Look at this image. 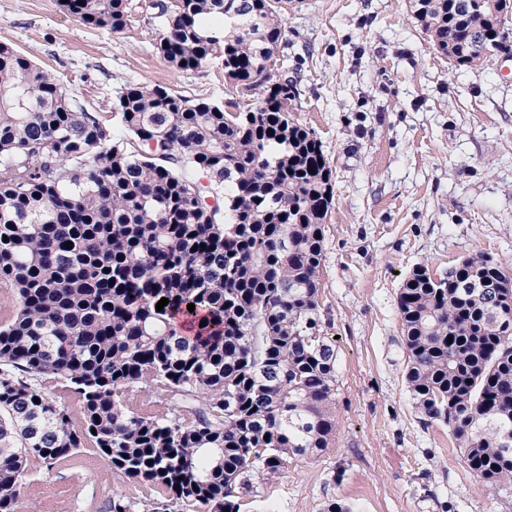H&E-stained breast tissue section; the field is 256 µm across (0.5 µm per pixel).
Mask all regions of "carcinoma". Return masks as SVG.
<instances>
[{
	"instance_id": "carcinoma-1",
	"label": "carcinoma",
	"mask_w": 512,
	"mask_h": 512,
	"mask_svg": "<svg viewBox=\"0 0 512 512\" xmlns=\"http://www.w3.org/2000/svg\"><path fill=\"white\" fill-rule=\"evenodd\" d=\"M410 2L458 70L512 51V0ZM278 3L152 0L174 68L219 58L263 95L124 88L112 118L127 139L0 44V512L90 460L151 489L101 512H241L288 454L330 447L337 353L319 277L333 188L322 144L290 119L296 86L274 76ZM62 7L114 34L132 22L126 0ZM510 283L481 255L439 278L419 265L398 294L421 420L452 427L469 468L508 483Z\"/></svg>"
}]
</instances>
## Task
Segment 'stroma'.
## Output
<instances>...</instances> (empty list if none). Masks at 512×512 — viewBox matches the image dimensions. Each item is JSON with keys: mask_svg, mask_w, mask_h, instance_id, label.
<instances>
[{"mask_svg": "<svg viewBox=\"0 0 512 512\" xmlns=\"http://www.w3.org/2000/svg\"><path fill=\"white\" fill-rule=\"evenodd\" d=\"M124 33L64 21L60 0H0V43L52 73L88 111L111 116L124 86L160 84L223 103L237 95L213 60L177 71L159 55L149 0H128ZM281 77L297 88L292 119L319 139L334 199L320 277L336 338V437L296 456L243 512H512V484L467 466L451 429L422 423L406 387L397 297L424 265L437 276L488 254L512 268V58L452 69L412 18L408 0H285ZM138 495L106 463L46 474L22 489L43 512H99Z\"/></svg>", "mask_w": 512, "mask_h": 512, "instance_id": "stroma-1", "label": "stroma"}]
</instances>
